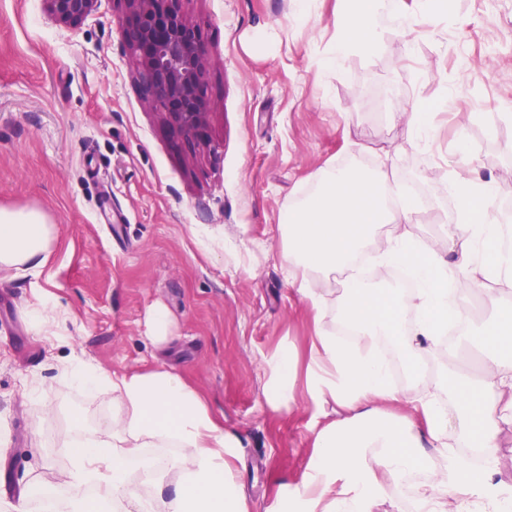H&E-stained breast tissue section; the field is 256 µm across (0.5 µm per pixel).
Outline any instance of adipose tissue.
<instances>
[{"label": "adipose tissue", "mask_w": 512, "mask_h": 512, "mask_svg": "<svg viewBox=\"0 0 512 512\" xmlns=\"http://www.w3.org/2000/svg\"><path fill=\"white\" fill-rule=\"evenodd\" d=\"M343 2L334 23L336 36L318 60L326 70L352 54L372 57L382 39L380 15L405 11L404 0ZM448 189L461 201L455 223L443 241L423 246L416 245L410 230L417 207L408 198L396 207L389 204L392 189L382 164L324 169L314 191L285 210L280 226L284 255L302 272L295 282L299 293L309 299L318 320H325L327 304L313 274L348 270L341 319L356 328L358 337L344 344L324 327L315 336L323 356L308 392L337 404L346 416L316 435L312 469L292 497L281 498L279 512H374L385 482L430 455L444 460L446 480L423 487L421 512H445L443 494L451 486L478 495L485 512H508L488 492L493 461L474 470L449 448L448 411L436 395L411 401L408 417L383 407L397 394L389 365L374 352L380 338L398 337L404 362L416 365L442 325L462 316L448 279L465 281L470 288L491 278L512 281V247L505 243L512 226L500 223L494 211L495 182L453 179ZM383 224L390 225L391 239L379 251L378 262L409 269L419 288L378 291L354 270V259ZM54 233L41 211L0 206V271L17 276L37 271L50 253ZM408 308L417 309L421 318L407 334L401 325ZM492 339L496 348L486 361L485 381L455 377L449 384L459 405V425L475 448L492 447L501 425L512 423V400L486 397L493 387L512 391V316L497 324ZM64 377L88 390L104 381L112 387L111 441L75 443L72 467L61 476L66 483H96L97 495L82 501L80 512H100L107 502L114 512H250L229 461L232 444L201 394L182 376L162 366L110 376L84 365ZM167 446L179 448L186 465L175 473L173 495L146 500L129 483L128 463L144 449Z\"/></svg>", "instance_id": "adipose-tissue-1"}]
</instances>
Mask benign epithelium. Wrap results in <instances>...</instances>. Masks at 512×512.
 Wrapping results in <instances>:
<instances>
[{
	"mask_svg": "<svg viewBox=\"0 0 512 512\" xmlns=\"http://www.w3.org/2000/svg\"><path fill=\"white\" fill-rule=\"evenodd\" d=\"M57 22L76 26L96 10L98 0H44ZM135 27L125 37L139 62L138 74L153 108L190 141L203 138L209 104L202 98L208 59L180 0H125Z\"/></svg>",
	"mask_w": 512,
	"mask_h": 512,
	"instance_id": "obj_1",
	"label": "benign epithelium"
}]
</instances>
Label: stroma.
<instances>
[{"label":"stroma","mask_w":512,"mask_h":512,"mask_svg":"<svg viewBox=\"0 0 512 512\" xmlns=\"http://www.w3.org/2000/svg\"><path fill=\"white\" fill-rule=\"evenodd\" d=\"M438 23L383 16L373 59L353 55L336 71L316 58L335 33L336 0H316L309 23L293 0H182L209 66L207 142L174 136L148 104L124 32L135 19L122 0H99L74 28L43 0H0V206L42 211L55 226L36 274L0 279V507L32 512L33 497L59 485L65 508L81 493L61 485L71 442L111 439L112 389L63 381L83 361L123 373L165 364L206 397L234 442V466L251 512H278L314 462L313 439L341 419L307 392L315 311L288 283L279 226L291 201L310 195L326 166H375L397 151L390 183L418 185L434 223L415 218L418 243L454 222L448 179L474 166L495 180L512 222V0H455ZM436 102L429 150L407 143L394 112ZM472 324L512 313V284L470 292ZM54 308L37 329L33 310ZM172 338L146 334L153 307ZM295 354L290 395L272 400V366ZM430 372L396 383L392 412L434 392L441 376L478 378L480 353L446 339L424 355Z\"/></svg>","instance_id":"35a3bbf8"}]
</instances>
